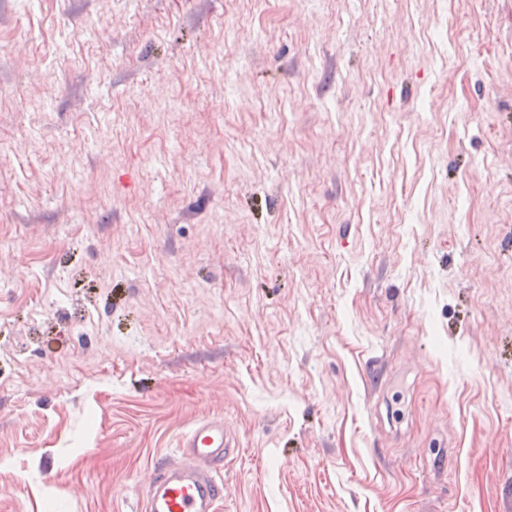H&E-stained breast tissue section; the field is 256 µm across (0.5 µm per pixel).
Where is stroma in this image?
Here are the masks:
<instances>
[{"label":"stroma","instance_id":"stroma-1","mask_svg":"<svg viewBox=\"0 0 512 512\" xmlns=\"http://www.w3.org/2000/svg\"><path fill=\"white\" fill-rule=\"evenodd\" d=\"M0 512H512V0H0ZM223 416L206 417L181 438L176 452L153 468L144 512H215L224 498V462L238 454Z\"/></svg>","mask_w":512,"mask_h":512}]
</instances>
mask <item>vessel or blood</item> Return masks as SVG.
<instances>
[{"mask_svg":"<svg viewBox=\"0 0 512 512\" xmlns=\"http://www.w3.org/2000/svg\"><path fill=\"white\" fill-rule=\"evenodd\" d=\"M237 452L223 417L198 421L182 436L176 452L154 466L143 512H215L224 497L221 471Z\"/></svg>","mask_w":512,"mask_h":512,"instance_id":"vessel-or-blood-1","label":"vessel or blood"}]
</instances>
